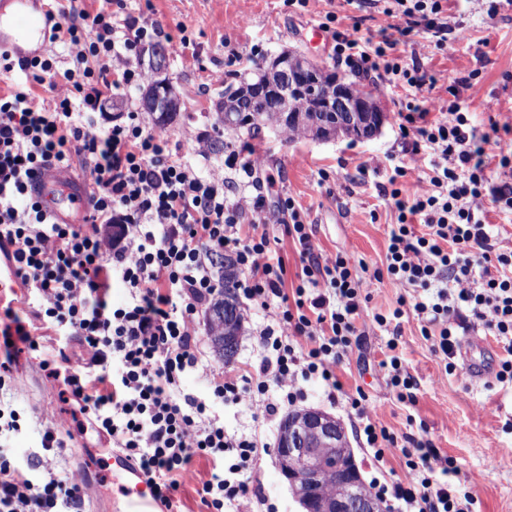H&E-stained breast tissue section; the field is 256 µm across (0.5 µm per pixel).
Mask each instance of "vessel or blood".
<instances>
[{
  "label": "vessel or blood",
  "mask_w": 512,
  "mask_h": 512,
  "mask_svg": "<svg viewBox=\"0 0 512 512\" xmlns=\"http://www.w3.org/2000/svg\"><path fill=\"white\" fill-rule=\"evenodd\" d=\"M37 3L38 0H0V12L5 7H12V23L17 30L13 36L0 31V50L19 58H33L47 51L48 30L35 21ZM32 188L44 211L60 224L80 223L90 205L86 182L56 168L40 172ZM25 290L26 286L14 267L0 264V304L8 299L13 304H21ZM480 345L481 339L477 336L467 337L462 344L465 377L472 383L482 382L492 374L485 360L476 355ZM112 470L123 481L127 512H157L159 502L154 489L132 461L120 452H113Z\"/></svg>",
  "instance_id": "1"
}]
</instances>
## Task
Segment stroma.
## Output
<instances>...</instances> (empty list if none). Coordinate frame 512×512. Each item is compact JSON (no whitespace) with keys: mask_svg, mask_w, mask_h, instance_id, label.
<instances>
[{"mask_svg":"<svg viewBox=\"0 0 512 512\" xmlns=\"http://www.w3.org/2000/svg\"><path fill=\"white\" fill-rule=\"evenodd\" d=\"M127 13L145 20L155 19L164 32L178 35L187 28L191 44L184 57H167L165 76L180 99V109L167 123L174 143L184 141L186 132L214 139L218 126L216 107L224 86L249 76L256 63L292 50L318 60L329 71L346 75L331 53L313 42L309 27L320 25L324 13L337 16L338 28L351 18H361L364 41H378L387 22L371 5L353 0H321L317 11L306 12L288 6L286 0H128ZM448 24L464 32V39L449 40L442 51L424 60L423 69L433 76L420 97L444 106L449 88L458 91L457 103L470 112L479 131L491 122L512 119V0H499L496 12H489L486 0H448ZM222 70L224 81L212 83V71ZM371 89L384 103L388 117L384 126L369 139L342 137L321 141H286L279 130H263L258 140L266 158L265 172L273 179L271 197L290 196L307 216L319 246L328 252L348 250L369 267L383 266L388 230L394 220L390 201L381 192L391 166L402 161L398 113L407 92L401 87L371 82ZM378 161V169L360 172L366 161ZM328 179H320L319 170ZM243 333L235 365L259 363L263 350L257 337L266 326L261 310L240 306ZM360 345L343 357L336 374L346 393L363 390L369 397L375 421L396 435L413 434L427 438L441 453L453 458L462 475L473 478L482 512H512V385L497 382L469 385L459 377L446 375L444 362L433 352L430 341L420 333L413 310H406L396 332L366 326ZM397 337L398 352L407 371L418 384L415 403L398 401L387 385L379 364L385 359L390 337ZM39 352L18 343L12 363L15 382H27L24 392H0V411L17 412L24 423L17 430L0 433V454L22 468L37 483L45 482L59 470H75L74 454L83 451L95 458L97 467L88 480L93 497L82 500L78 512H126L119 481L113 480L112 444L93 430H79L71 404L61 400L60 386L47 378L39 361L65 347L73 364L85 365L88 357L76 338L58 339L45 331ZM304 397L295 405H282L277 416L254 418L245 407L215 404L214 411L228 432L258 436L265 444L253 460L252 512H300L280 473L275 456L279 425L295 410L308 408L335 416L343 424L355 463L371 490L391 480L404 478L406 471L400 449L391 448L383 461H376L371 449L359 437L360 422L344 399L329 401L323 383L303 386ZM43 415L53 427L59 448L42 447L40 427L28 426V419Z\"/></svg>","mask_w":512,"mask_h":512,"instance_id":"obj_1","label":"stroma"}]
</instances>
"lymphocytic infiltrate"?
I'll return each mask as SVG.
<instances>
[{
  "instance_id": "obj_1",
  "label": "lymphocytic infiltrate",
  "mask_w": 512,
  "mask_h": 512,
  "mask_svg": "<svg viewBox=\"0 0 512 512\" xmlns=\"http://www.w3.org/2000/svg\"><path fill=\"white\" fill-rule=\"evenodd\" d=\"M442 2L385 0L388 29L410 41L407 62L393 55V40L366 46L358 24L332 32L336 64L415 91L398 113L408 164L388 176L397 222L388 231L385 266L374 270L347 251L321 249L292 198L271 202L257 193L264 160L252 146L228 147L222 167L202 174L168 133L144 125L137 112L101 124L103 96L126 95L146 80L135 64L141 48L162 36L180 57L188 35L167 37L159 22L125 17V0H102L93 11L84 0H66L50 22L49 40L70 68L57 70L51 55L20 64L0 52V72L13 76L0 91V245L11 246L9 260L40 297L37 318L77 337L91 363L86 371L72 369L61 350L43 365L63 377L98 430L138 462L168 510L198 456L212 464L201 488L211 512L228 504L236 512L246 508L259 442L228 433L214 403L242 405L267 419L300 397L308 380L341 391L336 367L359 341L367 279L387 277L430 294L411 307L446 373L457 369L456 331L467 324L498 337L505 355L496 380L512 383V248L500 245L483 220L490 205L512 211V186H491L485 153L491 134L512 133V122L492 123L480 136L458 103L434 117L418 99L426 83L420 62L443 49L451 32ZM41 85L52 93V106L40 104ZM429 150L437 163L404 195L403 178ZM74 155L90 161L91 210L84 223L60 224L34 199L30 180L49 167L70 169ZM226 168L237 174L236 185H228ZM270 224L285 225L300 257L295 286L286 284ZM220 253L238 267L240 297L270 315L259 333V365L217 367L202 353L196 316L222 288L212 270ZM116 277L131 295L121 307L109 301ZM191 372L207 381L208 398L184 392ZM347 402L364 422L375 459L401 447L406 476L380 492L402 512H478L472 485L455 482L453 459L430 441L400 439L373 423L364 391ZM82 488L71 472L33 484L0 457V512L74 507Z\"/></svg>"
}]
</instances>
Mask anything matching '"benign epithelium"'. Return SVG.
<instances>
[{"instance_id":"1","label":"benign epithelium","mask_w":512,"mask_h":512,"mask_svg":"<svg viewBox=\"0 0 512 512\" xmlns=\"http://www.w3.org/2000/svg\"><path fill=\"white\" fill-rule=\"evenodd\" d=\"M291 55L276 57L268 66L272 72L286 73L288 86L302 97L304 107L316 108V83L314 71L318 65L304 58L300 67L284 69ZM335 87L336 111L346 112L352 119L349 134L369 124L380 127L385 119V111L379 99L363 87V95L355 100L343 90V81L333 79ZM146 107L152 112H175L178 97L170 92L167 97L148 95ZM278 466L282 476L288 481L294 497L302 507V512H384L381 502L365 485L359 469L352 459L345 432L336 418L317 409H306L287 417L281 427L278 448ZM349 464L351 480L338 493H322L305 496L300 488L312 491L322 487L336 460Z\"/></svg>"}]
</instances>
